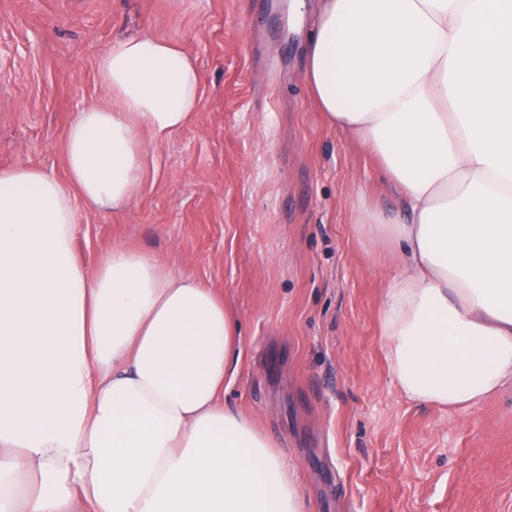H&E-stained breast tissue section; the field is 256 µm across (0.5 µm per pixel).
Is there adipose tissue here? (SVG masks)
<instances>
[{"instance_id": "obj_1", "label": "adipose tissue", "mask_w": 512, "mask_h": 512, "mask_svg": "<svg viewBox=\"0 0 512 512\" xmlns=\"http://www.w3.org/2000/svg\"><path fill=\"white\" fill-rule=\"evenodd\" d=\"M96 72L108 98L68 126L64 177L0 168V512H305L294 468L224 405L243 338L223 296L139 250L77 258L78 224L130 205L202 92L195 57L147 31ZM305 75L403 200L355 223L396 264L397 386L477 410L512 386V0H319Z\"/></svg>"}]
</instances>
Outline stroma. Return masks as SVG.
Wrapping results in <instances>:
<instances>
[{
    "instance_id": "stroma-1",
    "label": "stroma",
    "mask_w": 512,
    "mask_h": 512,
    "mask_svg": "<svg viewBox=\"0 0 512 512\" xmlns=\"http://www.w3.org/2000/svg\"><path fill=\"white\" fill-rule=\"evenodd\" d=\"M0 0V168L64 174L62 141L104 101L95 62L143 30L202 75L190 122L153 145L128 209L80 224L87 266L116 246L219 293L241 322L224 389L296 469L306 512H512V387L469 414L409 400L378 330L390 273L354 233L361 201L398 197L303 78L317 0Z\"/></svg>"
}]
</instances>
